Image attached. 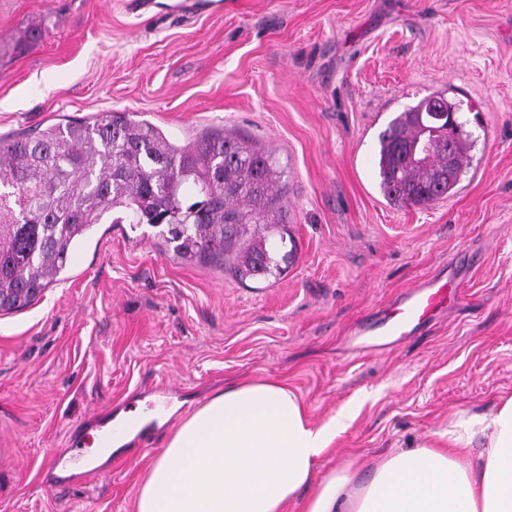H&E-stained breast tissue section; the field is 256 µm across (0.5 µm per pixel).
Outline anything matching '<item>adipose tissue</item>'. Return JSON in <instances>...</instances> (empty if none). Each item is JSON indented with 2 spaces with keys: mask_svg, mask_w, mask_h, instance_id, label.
Segmentation results:
<instances>
[{
  "mask_svg": "<svg viewBox=\"0 0 512 512\" xmlns=\"http://www.w3.org/2000/svg\"><path fill=\"white\" fill-rule=\"evenodd\" d=\"M347 414L309 424L298 396L271 381L226 386L170 435L135 512H283L317 484L305 512H512V396L490 415L460 413L448 445L422 444L317 477L316 463ZM484 437L479 463L467 450Z\"/></svg>",
  "mask_w": 512,
  "mask_h": 512,
  "instance_id": "ef3b65f1",
  "label": "adipose tissue"
}]
</instances>
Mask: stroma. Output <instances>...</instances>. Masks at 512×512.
Instances as JSON below:
<instances>
[{
  "instance_id": "stroma-1",
  "label": "stroma",
  "mask_w": 512,
  "mask_h": 512,
  "mask_svg": "<svg viewBox=\"0 0 512 512\" xmlns=\"http://www.w3.org/2000/svg\"><path fill=\"white\" fill-rule=\"evenodd\" d=\"M155 2L0 0V135L111 111L180 143L236 130L283 169L296 250L242 282L157 228L94 227L37 301L0 313V512H134L184 417L242 380L287 385L315 426L350 413L321 476L512 396V0H225L186 18ZM431 94L455 104L469 164L452 196L390 205L378 135ZM434 276L462 298L370 348L371 313ZM162 400L164 424L79 477L101 424Z\"/></svg>"
}]
</instances>
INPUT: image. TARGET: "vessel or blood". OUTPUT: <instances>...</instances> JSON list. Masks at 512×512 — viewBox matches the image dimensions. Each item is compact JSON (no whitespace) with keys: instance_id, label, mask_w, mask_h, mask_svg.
Segmentation results:
<instances>
[{"instance_id":"1","label":"vessel or blood","mask_w":512,"mask_h":512,"mask_svg":"<svg viewBox=\"0 0 512 512\" xmlns=\"http://www.w3.org/2000/svg\"><path fill=\"white\" fill-rule=\"evenodd\" d=\"M219 0H172L170 12L176 16H186L203 11L220 10ZM454 281L440 283L428 280L409 288L397 299L392 312L371 319L367 325L372 335L400 340L407 336L410 328L427 323L433 313L443 308L454 288Z\"/></svg>"}]
</instances>
